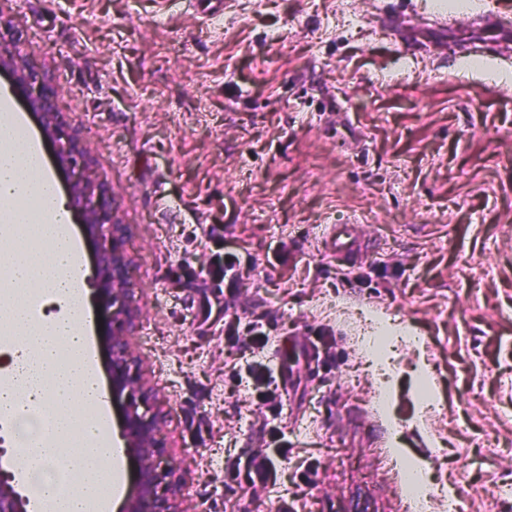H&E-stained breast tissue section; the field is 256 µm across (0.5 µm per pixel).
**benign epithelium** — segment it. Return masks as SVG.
<instances>
[{
	"label": "benign epithelium",
	"mask_w": 512,
	"mask_h": 512,
	"mask_svg": "<svg viewBox=\"0 0 512 512\" xmlns=\"http://www.w3.org/2000/svg\"><path fill=\"white\" fill-rule=\"evenodd\" d=\"M22 39V31L0 16V73L10 77L43 138L54 144L53 164L69 181L67 208L80 217L93 251L98 342L112 377V399L122 409L120 437L137 468L117 512H182L181 477L166 465L163 410L133 348L143 310L129 288L135 265L127 249L131 228L123 221L112 187L93 174V160L79 130L58 111V85L20 54ZM27 504L16 489L14 474L1 469L0 512H27Z\"/></svg>",
	"instance_id": "1"
}]
</instances>
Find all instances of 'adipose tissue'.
Listing matches in <instances>:
<instances>
[{"label":"adipose tissue","instance_id":"obj_1","mask_svg":"<svg viewBox=\"0 0 512 512\" xmlns=\"http://www.w3.org/2000/svg\"><path fill=\"white\" fill-rule=\"evenodd\" d=\"M10 98H0V342L12 364L0 372V417L16 424V461L28 492L47 512H101L109 489L114 441L81 410L94 403L100 383L85 357V299L73 272L79 260L59 224L57 196L32 164ZM36 200V213L21 202ZM26 243L12 246L16 233ZM61 313L44 318V298Z\"/></svg>","mask_w":512,"mask_h":512}]
</instances>
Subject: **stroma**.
I'll return each mask as SVG.
<instances>
[{"label": "stroma", "mask_w": 512, "mask_h": 512, "mask_svg": "<svg viewBox=\"0 0 512 512\" xmlns=\"http://www.w3.org/2000/svg\"><path fill=\"white\" fill-rule=\"evenodd\" d=\"M354 2L356 28L344 0H0L123 204L185 512H405L396 448L443 487L435 512H512V62L467 58L512 29L437 36L418 0ZM340 220L369 233L359 263L327 253ZM228 252L235 290L208 273ZM228 313L267 316L269 344L226 336ZM361 313L422 338L393 350L376 417ZM278 430L277 484L227 492L226 461Z\"/></svg>", "instance_id": "stroma-1"}]
</instances>
